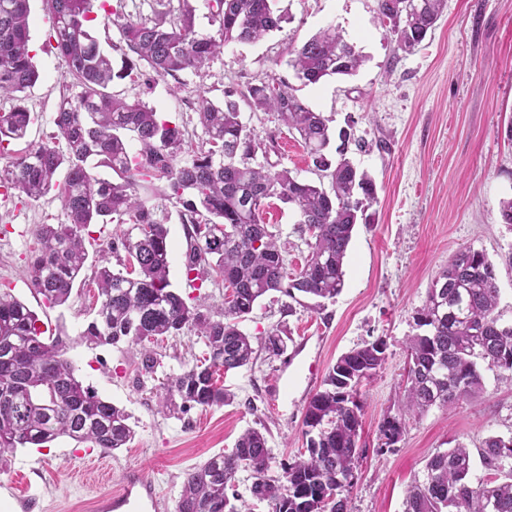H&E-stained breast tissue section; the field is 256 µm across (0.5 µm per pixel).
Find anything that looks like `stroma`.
I'll return each instance as SVG.
<instances>
[{"label":"stroma","mask_w":512,"mask_h":512,"mask_svg":"<svg viewBox=\"0 0 512 512\" xmlns=\"http://www.w3.org/2000/svg\"><path fill=\"white\" fill-rule=\"evenodd\" d=\"M91 33L112 59L110 94L142 100L179 126L185 148L206 141L198 119L200 98L220 103L237 90L280 77L292 80L290 46L322 28L339 26L366 61L347 80L325 78L298 86L297 94L329 120L331 131L349 130L363 149H350L354 165L373 178L377 201L369 223L356 225L345 258V286L336 299L315 300L272 291L240 325L254 342L278 333L281 354L260 349L255 363L221 374L230 402L202 408L161 409L172 380L207 356L196 332L168 337L156 347L153 374L127 344L96 345L82 332L97 311L95 285L75 286L68 303L50 306L34 294L26 269L42 224H62L66 215L56 192L32 201L0 188V286L35 311L50 332L66 336L65 356L84 385L130 416L131 442L108 452L95 450L93 463L75 457L78 442L61 437L45 448H20L0 462V512H93L95 499L119 489L124 472L141 468L154 484L161 512H175L184 479L219 452H231L249 428L264 433L276 461H293L305 449L303 417L310 397L322 388L336 360L363 342L387 343L382 369L363 388V457L354 470L350 512H404V500L428 458L463 443L478 448L486 437L512 436V386L485 372L484 389L457 408H432L409 420L395 447L381 446L378 425L404 406V342L416 333L415 316L434 278L463 246L485 251L494 262L500 288L498 309L512 321V225L500 216L501 200L512 196V0H447L435 30L413 53L386 37L378 0H277L290 23L258 42L231 43L201 71L145 80L127 76L128 58L116 50L113 14L150 20L159 7L179 15L193 10L194 28L217 31L210 0H99ZM29 49L39 73L25 93L34 121L28 140L56 138L53 115L63 97L78 91L65 60L47 47L49 23L42 0H30ZM241 119L258 137L275 134L277 152L267 161L299 178L314 174L298 136L276 113L242 106ZM27 140V141H28ZM162 204L171 243L169 278L188 304L204 313L224 307L221 280L191 287L184 267L186 238L181 206ZM263 218L278 235L285 264L297 270L309 252L293 209L270 200ZM284 386L272 394L273 383Z\"/></svg>","instance_id":"1"}]
</instances>
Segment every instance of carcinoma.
Returning <instances> with one entry per match:
<instances>
[{"mask_svg": "<svg viewBox=\"0 0 512 512\" xmlns=\"http://www.w3.org/2000/svg\"><path fill=\"white\" fill-rule=\"evenodd\" d=\"M214 2L215 36L196 33L189 10L177 18L159 11L150 21H113L118 48L136 55L155 76L176 77L199 70L225 45L257 42L287 21L274 0ZM43 4L48 38L79 92L60 101L53 119L67 152L52 141L30 143L0 171V187L33 201L57 189L67 217L65 224H42L36 231L38 248L27 268L33 290L51 306L66 304L88 260L85 231L129 217L137 234L122 238L125 256H116L119 269L98 257L94 283L100 305L82 336L96 344L139 348L143 370L152 373L157 358L147 342L196 330L208 358L177 376L172 388L185 408L220 406L228 397L215 374L253 362L255 349L239 323L261 297L279 291L293 298L299 292L320 306L344 288L353 230L365 204L376 199L372 178L347 157L349 144L359 149L362 144L342 130L338 158L328 159V119L296 96L286 80L273 78L224 92L221 105L201 98L199 119L208 148L185 158L179 127L143 102L128 103L107 92L112 60L88 30L93 0ZM445 7L446 0H378L386 34L404 52L421 45ZM29 16V0H0V96L16 101L10 111L0 112V147L24 139L31 123L23 93L39 74L28 50ZM363 62L361 52L330 26L294 48L288 65L302 75L303 84L315 85L326 77L353 76ZM240 98L277 113L288 131L299 135L318 181L301 180L286 168L251 165L262 142L241 121ZM99 167L111 169L118 181L99 177ZM62 168L65 178L58 183ZM156 182L164 183L162 196L182 206L187 280L217 275L232 289L217 315L200 312L171 288L167 227L158 207L138 192ZM271 198L289 204L300 231L311 237L304 266L291 276L276 234L263 222ZM498 303L493 261L482 250L460 248L417 310L422 332L406 340L404 414L383 418L379 434L398 440L406 419L420 418L433 407H457L482 390L484 369L498 381L512 382V324L502 322ZM386 351V342L378 338L337 359L323 389L306 406V453L282 465L281 476L269 475L266 436L249 428L232 452L215 454L187 474L176 512H252L239 494L227 496L241 471L250 472V495L266 503L268 512H349L351 479L363 452L361 387L382 368ZM64 354L61 336L48 335L30 307L0 291V455L42 448L63 436L108 451L131 440L129 414L83 385ZM476 456L487 477L475 483ZM287 486L292 489L288 496ZM404 512H512V436H489L474 452L458 444L433 455L408 489Z\"/></svg>", "mask_w": 512, "mask_h": 512, "instance_id": "1", "label": "carcinoma"}]
</instances>
